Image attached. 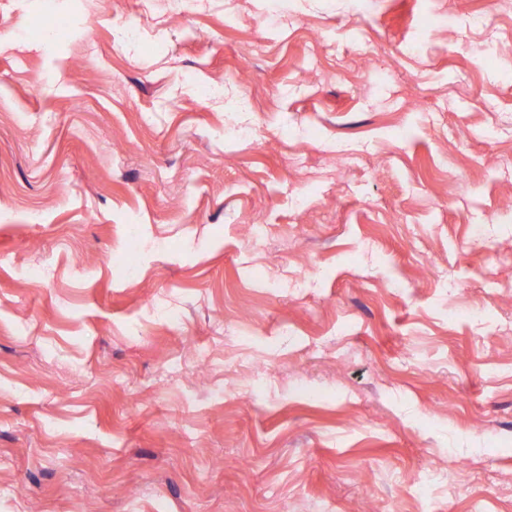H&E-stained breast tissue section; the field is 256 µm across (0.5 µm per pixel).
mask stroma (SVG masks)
<instances>
[{"label":"stroma","mask_w":512,"mask_h":512,"mask_svg":"<svg viewBox=\"0 0 512 512\" xmlns=\"http://www.w3.org/2000/svg\"><path fill=\"white\" fill-rule=\"evenodd\" d=\"M511 197L505 0H0V512H512Z\"/></svg>","instance_id":"obj_1"}]
</instances>
